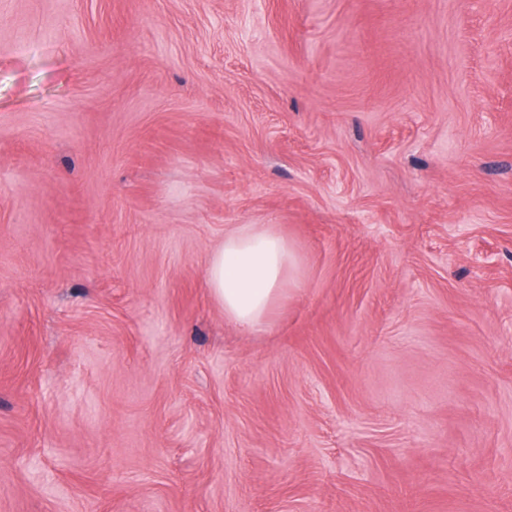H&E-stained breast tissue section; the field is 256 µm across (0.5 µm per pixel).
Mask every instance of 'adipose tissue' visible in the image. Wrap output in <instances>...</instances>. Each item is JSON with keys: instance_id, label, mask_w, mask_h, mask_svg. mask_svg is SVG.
I'll return each mask as SVG.
<instances>
[{"instance_id": "1", "label": "adipose tissue", "mask_w": 512, "mask_h": 512, "mask_svg": "<svg viewBox=\"0 0 512 512\" xmlns=\"http://www.w3.org/2000/svg\"><path fill=\"white\" fill-rule=\"evenodd\" d=\"M291 262L290 246L278 232L243 224L226 234L210 255L206 285L225 319L253 329L269 317Z\"/></svg>"}]
</instances>
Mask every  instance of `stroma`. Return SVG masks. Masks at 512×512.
<instances>
[{
	"label": "stroma",
	"mask_w": 512,
	"mask_h": 512,
	"mask_svg": "<svg viewBox=\"0 0 512 512\" xmlns=\"http://www.w3.org/2000/svg\"><path fill=\"white\" fill-rule=\"evenodd\" d=\"M0 512H512V0H0ZM292 252L271 227L241 224L209 257L206 285L224 318L244 329L267 320L282 293Z\"/></svg>",
	"instance_id": "35a3bbf8"
}]
</instances>
